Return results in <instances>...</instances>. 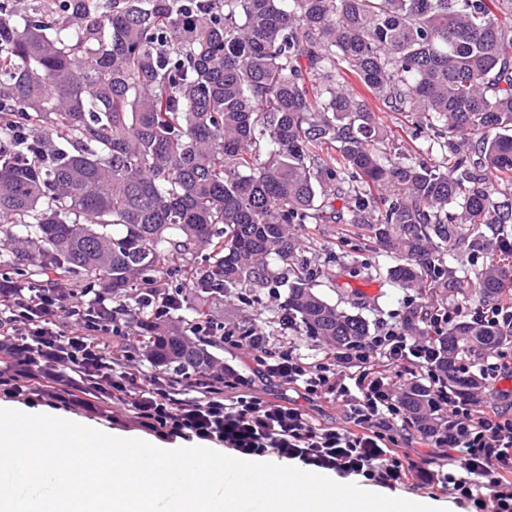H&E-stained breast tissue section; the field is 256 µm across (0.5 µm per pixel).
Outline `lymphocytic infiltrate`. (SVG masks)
<instances>
[{
	"label": "lymphocytic infiltrate",
	"mask_w": 512,
	"mask_h": 512,
	"mask_svg": "<svg viewBox=\"0 0 512 512\" xmlns=\"http://www.w3.org/2000/svg\"><path fill=\"white\" fill-rule=\"evenodd\" d=\"M142 292L126 297L105 291L76 302L67 288L49 280L34 286L0 280V382L19 396L55 397L59 390L94 387L103 403L140 426L184 437L218 441L250 453L268 448L318 464L363 471L380 481L412 479L436 486L460 501L491 504L512 512V353L494 351L483 360L485 381L501 382L500 404L482 406L436 391L446 414L443 447L448 461L437 466L388 456L386 449L404 420L397 383L414 380L429 363L440 326L422 322L425 336L405 335L399 325L369 337L354 354H327L308 363L290 346L270 351L260 327L231 337L259 372L314 401H332L344 421H315L297 404L273 401L241 377L225 380L223 367L207 381L181 385L146 371L131 316L144 308Z\"/></svg>",
	"instance_id": "f902f5d3"
}]
</instances>
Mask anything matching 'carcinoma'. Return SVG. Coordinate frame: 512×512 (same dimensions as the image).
<instances>
[{
	"label": "carcinoma",
	"instance_id": "carcinoma-1",
	"mask_svg": "<svg viewBox=\"0 0 512 512\" xmlns=\"http://www.w3.org/2000/svg\"><path fill=\"white\" fill-rule=\"evenodd\" d=\"M2 99L0 122L32 139L0 149V276L51 273L76 301L185 294L197 320L285 282L270 324L351 351L368 323L315 291L321 271L288 232L344 220L434 311L442 290L512 301V0H37L23 15L0 0ZM383 112L436 130L441 161L400 151ZM459 252L471 267H453ZM441 328L429 370L461 394L481 386L465 358L512 348V320ZM140 333L170 376L221 349L166 324ZM398 395L412 423L436 415L428 383Z\"/></svg>",
	"mask_w": 512,
	"mask_h": 512
}]
</instances>
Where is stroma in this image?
<instances>
[{"instance_id":"35a3bbf8","label":"stroma","mask_w":512,"mask_h":512,"mask_svg":"<svg viewBox=\"0 0 512 512\" xmlns=\"http://www.w3.org/2000/svg\"><path fill=\"white\" fill-rule=\"evenodd\" d=\"M290 230L304 242L305 255L312 267L328 268L334 274L330 280L318 278L316 291L332 305L361 314L368 321L371 334H379L382 326L400 323L406 305L419 302L417 291L402 290L386 283V269L391 264L389 258L371 250L355 254L354 240L339 239V225L323 224L315 228L309 224H294ZM276 306L272 295L264 292L260 295L259 304L248 307L242 305L237 297L231 296L211 306L210 313L214 321L227 326L249 322L264 327L275 315ZM49 408L71 419L89 423L108 434L116 432L152 443L163 440L160 434L101 416L87 406H72L57 401L50 403ZM379 489L394 497L429 502L441 508L442 512H474L472 507L461 505L451 496L410 480L383 483Z\"/></svg>"}]
</instances>
